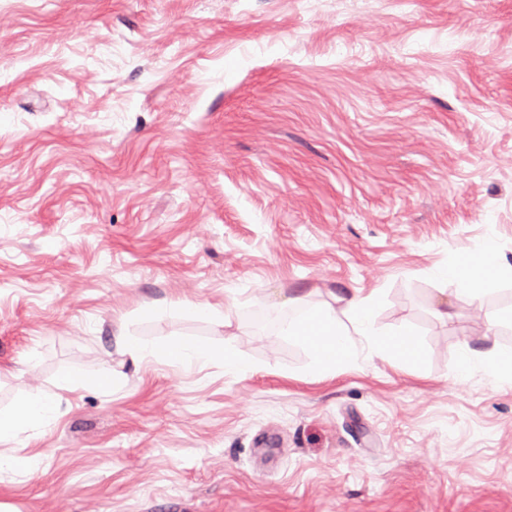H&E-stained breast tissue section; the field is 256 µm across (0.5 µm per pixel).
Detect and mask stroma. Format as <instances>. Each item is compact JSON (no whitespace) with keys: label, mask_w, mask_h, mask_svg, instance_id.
I'll return each instance as SVG.
<instances>
[{"label":"stroma","mask_w":512,"mask_h":512,"mask_svg":"<svg viewBox=\"0 0 512 512\" xmlns=\"http://www.w3.org/2000/svg\"><path fill=\"white\" fill-rule=\"evenodd\" d=\"M0 16V409L62 410L0 446V512H512V384L456 376L512 354V275H445L512 265V0ZM356 292L418 362L359 336L324 371L284 335ZM476 255V256H475ZM474 264L467 266L459 260L448 266L446 276L459 293L474 299L481 297L487 283L503 269L501 259L493 253L474 254ZM162 354L170 361L176 362H199L214 356V352L204 346L190 344L183 341H171L162 349ZM112 383V376L107 372L98 373L87 377H76L71 375H63L57 380L60 388L68 390H76L85 385L95 384L97 386Z\"/></svg>","instance_id":"stroma-1"}]
</instances>
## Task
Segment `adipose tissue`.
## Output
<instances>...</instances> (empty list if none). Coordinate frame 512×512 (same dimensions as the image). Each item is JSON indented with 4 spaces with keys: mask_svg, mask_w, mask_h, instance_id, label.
I'll list each match as a JSON object with an SVG mask.
<instances>
[{
    "mask_svg": "<svg viewBox=\"0 0 512 512\" xmlns=\"http://www.w3.org/2000/svg\"><path fill=\"white\" fill-rule=\"evenodd\" d=\"M502 269L503 263L497 255L483 253L475 256L473 265L460 262L449 265L446 275L458 292L477 299ZM374 305V297L355 296L347 299L343 312L331 307L313 311L288 323L284 333L309 350L318 369L328 370L349 361L353 354V335H368ZM59 411L58 402L33 395L14 411L0 413V445L12 442L28 422L56 416Z\"/></svg>",
    "mask_w": 512,
    "mask_h": 512,
    "instance_id": "adipose-tissue-1",
    "label": "adipose tissue"
}]
</instances>
